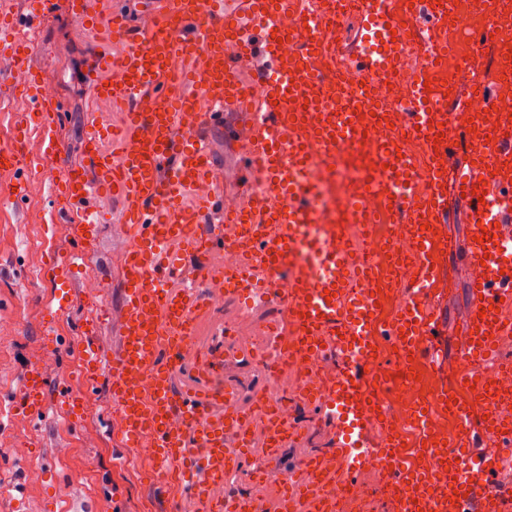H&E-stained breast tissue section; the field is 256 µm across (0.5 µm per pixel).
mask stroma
<instances>
[{"label":"stroma","mask_w":512,"mask_h":512,"mask_svg":"<svg viewBox=\"0 0 512 512\" xmlns=\"http://www.w3.org/2000/svg\"><path fill=\"white\" fill-rule=\"evenodd\" d=\"M78 27L66 0H61L35 42L31 59L34 68L56 79L60 97L59 136L65 151L60 159L37 169L38 176L48 182L61 176L67 167L83 162L81 146L90 125L91 87L87 72L94 56L110 48L109 43L94 36L72 40L71 33ZM9 61L10 44L0 41V134L8 131L12 120L31 110L16 83L7 76ZM240 118L235 110L225 111L223 122L208 129L206 137L214 162L241 172L246 161L233 138ZM50 204L45 195L0 204V323H16L22 328L20 337L0 339V406L10 403L12 391L40 339L41 305L55 292L54 285L42 276L46 253L64 246L63 241L50 238L45 232L42 220ZM95 205L104 215L103 222L96 246L84 268L73 277V307L54 328L59 358L50 373L51 382L63 377L70 390L85 392L89 406L74 421L53 396L33 424H0V484L7 490L0 504L9 512H161L162 502L149 484L148 473L128 475L119 467L124 450L112 436V397L107 376H100L89 389L77 366L80 327L91 312L85 290L88 276L104 282L103 304L117 305L121 297L122 227L112 221L111 197H99ZM448 216L444 228L448 244L447 285L439 305L443 317L440 339L446 355L452 357L458 350L457 338L468 312L471 276L465 250V204L453 192L448 195ZM278 314L274 306L247 311L242 303L229 302L206 324L202 341L211 344L214 330L224 320L261 327L275 323ZM299 428L297 442L283 451L284 460L295 472L306 455L324 446L332 423L318 408L309 406ZM28 468L42 471V480L20 482L21 472Z\"/></svg>","instance_id":"stroma-1"}]
</instances>
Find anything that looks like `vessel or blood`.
<instances>
[{"label":"vessel or blood","instance_id":"vessel-or-blood-1","mask_svg":"<svg viewBox=\"0 0 512 512\" xmlns=\"http://www.w3.org/2000/svg\"><path fill=\"white\" fill-rule=\"evenodd\" d=\"M57 6L58 0H34L29 31L41 30ZM68 6L85 30L95 29L96 0H69ZM318 6V0H146L139 26L131 25L122 9L113 11L110 35L123 51L98 58L92 100L124 105L127 112L111 151L100 147L102 126L92 125L83 165L66 169L48 189L54 205L45 213V228L70 247L53 253L43 269L61 293L42 307L46 332L7 417L31 423L46 409V372L57 357L51 328L68 313L73 275L97 240L102 219L91 201L109 195L118 202L112 220L123 227L121 298L117 306L94 307L77 351L87 383L107 372L116 431L125 447L148 449L150 483L163 496L165 512H325L335 486L360 482L373 466L384 468L390 484L400 490L392 512H512V496L498 486L503 463L512 458V423L490 417L476 426L479 406H490L493 398L483 386L467 387L460 378L441 383L438 403L448 404L470 441L494 434L496 449L476 456L458 447L443 448L433 456V464L448 466L447 499L428 492L426 477L373 442L363 421L373 381L363 373L343 375L323 394L301 391L306 403L338 419L331 455L340 467L316 474L307 468L299 476L283 468L272 474L252 468L253 461L271 459L297 435L270 410L284 377L269 360L271 346L283 351L300 337L312 357L343 350L364 358L372 352L370 338L378 328L375 300L361 290L363 273L354 270L348 251L337 247L333 232L312 229L318 218L309 176L334 155L338 137L352 143L358 136L353 112L325 117L335 99L333 81L317 71L315 62L330 51L332 37L316 23ZM289 13L297 14L300 23L291 57L274 37L280 18ZM395 14L396 0H360L363 25L375 41L361 62L371 75L391 73L421 42L434 51L446 45L445 24L433 25L416 41L405 29L391 31ZM14 29L13 19L1 15L0 32L13 34L11 70L23 76L38 122L32 128L21 120L15 123L8 139L0 141V164L24 169L36 160L60 158L64 147L58 138L59 99L45 96L47 76L31 69V43ZM246 33L260 34L275 76L257 77L245 103L226 51ZM189 79L195 90H185ZM240 105L245 108V154L262 159V188L280 196L282 207L272 212L261 199L249 200L235 219L254 225L255 233L237 251L243 269L262 272L267 282L287 278L288 292L275 300L281 319L268 326L264 341L239 344V330L228 321L221 329L227 342L207 350L201 342L203 323L244 292L247 283L243 269L228 271L210 262L226 245L223 225L205 221L224 171L200 132L222 120L225 109ZM447 110L446 92H430L420 84L406 118L422 135L438 138L436 115ZM31 134L38 144L32 159L14 147ZM396 148L389 141L374 155L370 189L384 207L376 216L359 212L360 223L396 217L407 206L390 187V173L406 164ZM495 160L512 161V134L492 133L480 151L468 153L458 174L467 190L468 261L487 269L479 285L469 289L472 316L465 352L478 358L492 354L496 337L512 334V189L496 183L490 167ZM427 176L431 185L425 205L434 226L416 234L417 279L407 285L406 301L385 333L402 352L426 350L425 362L433 370L446 358L437 346L441 316L435 298L447 261V243L439 231L447 221V195L440 169L429 168ZM39 187L32 178L12 186L1 183L0 202ZM182 249L196 255L194 273H186L178 258ZM340 322L346 325L342 335L335 331ZM103 325L116 328L114 344L97 339ZM245 356L273 374L272 388L245 394L225 380L226 367ZM180 374L190 375L192 385L177 389ZM354 447L362 453L353 459L349 452ZM243 478L256 485L255 495L237 490Z\"/></svg>","mask_w":512,"mask_h":512}]
</instances>
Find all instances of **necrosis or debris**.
<instances>
[{
    "label": "necrosis or debris",
    "mask_w": 512,
    "mask_h": 512,
    "mask_svg": "<svg viewBox=\"0 0 512 512\" xmlns=\"http://www.w3.org/2000/svg\"><path fill=\"white\" fill-rule=\"evenodd\" d=\"M457 20L448 23V50L434 65L431 80L434 87L448 85L454 95L467 94L468 89L458 79V67L462 59L468 58L476 70L489 77L500 99L494 108L477 101L467 109L455 110L443 129L445 137L455 139L470 135L469 149H480L487 134L512 123V0H486L476 6L473 0H459ZM467 19L472 26H491L495 29L493 52L485 54L480 45L464 37L460 31V19ZM423 53H409L402 57L392 76L373 77L374 102L358 110L357 126L361 132L354 144H338L337 150L344 154L342 169L333 171L329 167L316 170L314 182H328L329 191L315 197L318 216L334 212L346 214L353 206L364 211L376 212L380 200L369 192L367 184L371 178L370 160L378 145L389 136L399 137L409 151H417L418 143L405 133L406 113L414 95V80L423 66ZM381 105L388 113L387 121L372 116L373 105ZM426 220L423 210L404 214L393 223L343 224L337 239L347 243L356 239L374 243L372 254L373 273L368 281L370 292L376 293L384 317L397 313L405 302L404 284L410 283L418 274L414 254V238L418 226ZM378 351L368 364H361L347 354L338 359L325 358L317 363L307 361L300 348L288 352V378L291 383L329 382L332 375L342 371L359 372L370 367L380 380L383 389L375 403L367 410L364 420L371 427L379 445L388 446L397 436L406 435L424 428L428 439L437 440L442 446H456L465 438L447 408L437 404V379L433 371L422 375L398 374L390 364L396 353L393 344L384 337L374 339ZM474 377L482 384L490 385L497 394L493 413L504 420H512V371L505 372L487 365L473 367ZM430 403L431 409L424 424H417L414 408L421 403ZM394 497L395 491L386 479L374 485L358 484L339 487L333 491L336 512H371L372 503L378 496Z\"/></svg>",
    "instance_id": "necrosis-or-debris-1"
}]
</instances>
